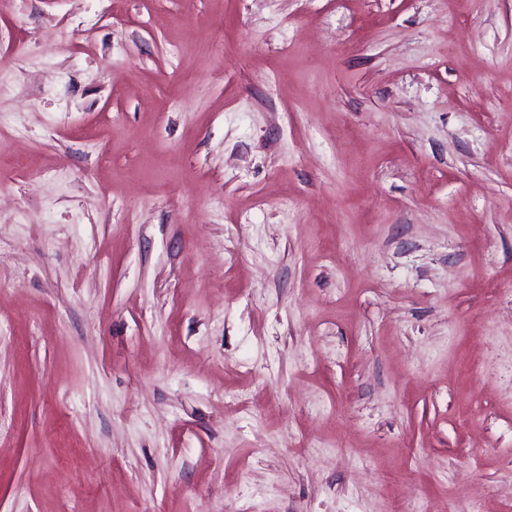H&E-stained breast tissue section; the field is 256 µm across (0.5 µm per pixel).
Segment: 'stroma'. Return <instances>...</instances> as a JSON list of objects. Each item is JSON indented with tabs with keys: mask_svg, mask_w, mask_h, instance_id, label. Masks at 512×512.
Segmentation results:
<instances>
[{
	"mask_svg": "<svg viewBox=\"0 0 512 512\" xmlns=\"http://www.w3.org/2000/svg\"><path fill=\"white\" fill-rule=\"evenodd\" d=\"M512 512V0H12L0 512Z\"/></svg>",
	"mask_w": 512,
	"mask_h": 512,
	"instance_id": "stroma-1",
	"label": "stroma"
}]
</instances>
